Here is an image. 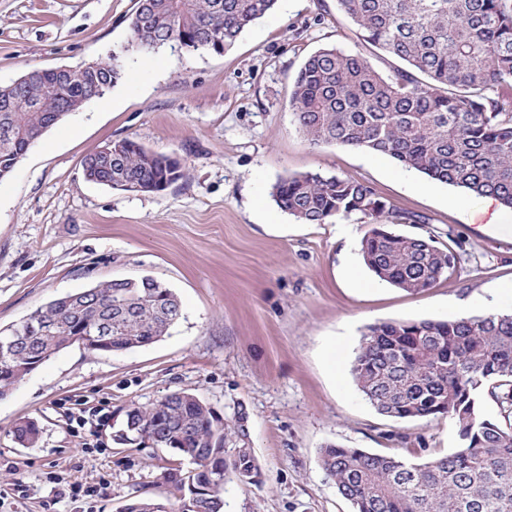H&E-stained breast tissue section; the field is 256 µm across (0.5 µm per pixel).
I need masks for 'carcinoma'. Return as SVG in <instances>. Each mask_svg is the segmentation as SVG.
<instances>
[{
    "mask_svg": "<svg viewBox=\"0 0 512 512\" xmlns=\"http://www.w3.org/2000/svg\"><path fill=\"white\" fill-rule=\"evenodd\" d=\"M278 0H136L131 47L150 54L175 42L188 54H221L271 13ZM362 46L398 61L385 75L361 52L325 46L307 57L289 99L312 145L386 156L428 179L491 196L512 208V0H336ZM79 78L33 68L0 86V180L42 135L96 88L122 79L114 53ZM83 161L86 181L124 192H160L185 177L176 157L133 139L106 143ZM272 197L303 224L353 214L369 220L361 255L381 281L414 293L455 272L459 257L432 236L405 235L384 221L390 205L366 182L320 172L280 178ZM181 316L177 295L151 276L112 280L55 298L0 331V398L74 340L112 353L158 341ZM351 373L376 411L396 420L442 416L459 446L419 463L330 443L318 462L353 512H512V314L422 319L366 328ZM498 412L488 416L484 404ZM22 422L15 438L36 441ZM242 425L194 394L173 392L126 411L118 445L148 442L189 457L170 468L175 504L133 499L121 512H224V484H261Z\"/></svg>",
    "mask_w": 512,
    "mask_h": 512,
    "instance_id": "1",
    "label": "carcinoma"
}]
</instances>
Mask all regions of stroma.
<instances>
[{
  "label": "stroma",
  "mask_w": 512,
  "mask_h": 512,
  "mask_svg": "<svg viewBox=\"0 0 512 512\" xmlns=\"http://www.w3.org/2000/svg\"><path fill=\"white\" fill-rule=\"evenodd\" d=\"M135 0H0V86L30 68L78 66L123 52L124 75L69 113L0 180V328L54 297L152 276L182 315L160 340L96 353L74 344L0 398V512H121L132 498L175 501L163 448L115 444L128 408L185 391L241 422L261 486L230 481L224 512H352L317 452L333 442L421 461L459 445L445 417L396 421L363 398L351 365L366 326L511 313L512 209L490 223L484 201L390 158L310 145L288 108L294 77L319 47H358L333 0H279L216 54L127 47ZM123 138L179 157L186 178L154 193L89 183L84 157ZM320 171L368 183L399 212L393 231L434 236L458 270L409 293L379 282L353 215L301 224L271 192ZM31 421L38 440L18 443Z\"/></svg>",
  "instance_id": "stroma-1"
}]
</instances>
